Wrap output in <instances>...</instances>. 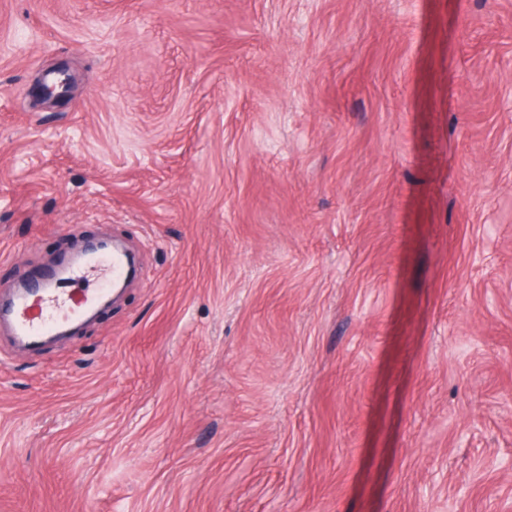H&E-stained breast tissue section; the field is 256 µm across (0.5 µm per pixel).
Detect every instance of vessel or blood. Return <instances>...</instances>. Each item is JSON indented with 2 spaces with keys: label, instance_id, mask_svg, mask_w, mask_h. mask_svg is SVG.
I'll list each match as a JSON object with an SVG mask.
<instances>
[{
  "label": "vessel or blood",
  "instance_id": "b4317fda",
  "mask_svg": "<svg viewBox=\"0 0 512 512\" xmlns=\"http://www.w3.org/2000/svg\"><path fill=\"white\" fill-rule=\"evenodd\" d=\"M128 273L126 255L109 247L94 256L72 257L61 267L47 271L39 281L19 288L7 309L0 311V320L7 324L16 341L39 345L48 337L62 334L96 298L87 288L72 293L61 292V281L107 274L118 281Z\"/></svg>",
  "mask_w": 512,
  "mask_h": 512
}]
</instances>
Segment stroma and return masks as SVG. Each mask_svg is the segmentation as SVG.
Returning a JSON list of instances; mask_svg holds the SVG:
<instances>
[{"mask_svg": "<svg viewBox=\"0 0 512 512\" xmlns=\"http://www.w3.org/2000/svg\"><path fill=\"white\" fill-rule=\"evenodd\" d=\"M97 238L0 512H512V0H0V297Z\"/></svg>", "mask_w": 512, "mask_h": 512, "instance_id": "obj_1", "label": "stroma"}]
</instances>
